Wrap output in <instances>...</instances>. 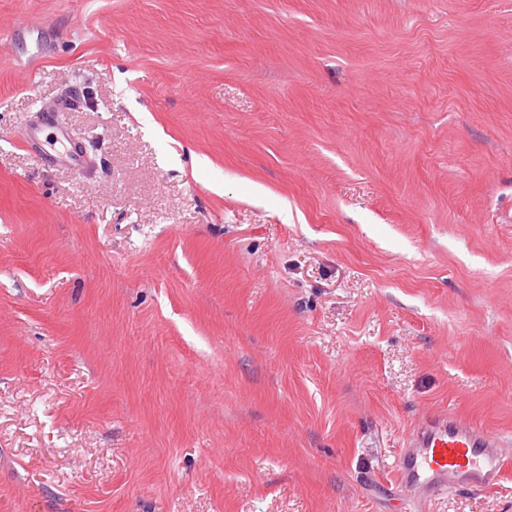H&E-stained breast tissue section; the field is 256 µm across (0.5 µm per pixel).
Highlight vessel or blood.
<instances>
[{
  "instance_id": "b4317fda",
  "label": "vessel or blood",
  "mask_w": 512,
  "mask_h": 512,
  "mask_svg": "<svg viewBox=\"0 0 512 512\" xmlns=\"http://www.w3.org/2000/svg\"><path fill=\"white\" fill-rule=\"evenodd\" d=\"M23 141L30 145L42 141L57 148V161L71 169L86 166L85 155L73 147L68 128L57 124L53 115L26 126ZM511 466L512 454L505 451L498 435L456 415L427 414L407 435L396 474L399 486L424 502L451 489L490 488Z\"/></svg>"
}]
</instances>
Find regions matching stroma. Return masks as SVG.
Masks as SVG:
<instances>
[{
	"mask_svg": "<svg viewBox=\"0 0 512 512\" xmlns=\"http://www.w3.org/2000/svg\"><path fill=\"white\" fill-rule=\"evenodd\" d=\"M425 412L512 449V0H0V512H407ZM48 127L54 129V131L48 134L43 141L44 130ZM23 141L30 145H35L36 142L40 146L46 144L53 150L58 145L63 151H58L57 156H53L57 162L69 166L72 170H82L86 167L85 154L72 146L71 134L68 128L59 125L54 120L53 114L43 116L32 126L27 125L23 133Z\"/></svg>",
	"mask_w": 512,
	"mask_h": 512,
	"instance_id": "stroma-1",
	"label": "stroma"
}]
</instances>
